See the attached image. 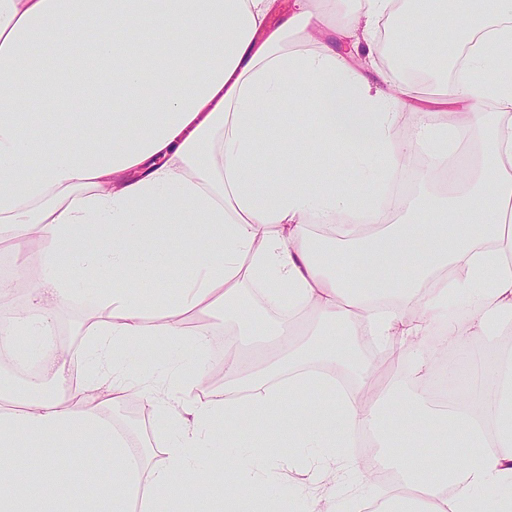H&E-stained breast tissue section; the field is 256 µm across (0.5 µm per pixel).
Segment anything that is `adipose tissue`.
I'll return each instance as SVG.
<instances>
[{
  "label": "adipose tissue",
  "instance_id": "adipose-tissue-1",
  "mask_svg": "<svg viewBox=\"0 0 512 512\" xmlns=\"http://www.w3.org/2000/svg\"><path fill=\"white\" fill-rule=\"evenodd\" d=\"M341 2L298 0L270 31L276 0H0V237L22 229L44 244L35 255L16 239L20 268L38 264L39 275L9 332L35 345L62 307L112 283L97 296L108 326L95 329L81 380L65 374L69 351H39L19 410L0 411V512H77L65 461L79 435L108 448L114 471L88 512H162L163 501L195 490L199 451L209 445L204 428L216 421L229 429L232 463L217 478L228 512L243 499L255 512L268 504L294 512L292 491L267 497L266 449L230 433L285 402L276 436L298 448L371 449L366 465L341 463L365 484L382 469L396 474L381 512H474L488 488L497 491L488 512H512V346L487 336L484 321L512 315V0H470L455 33L472 46L465 60L444 50L426 60L427 71L452 74L443 96L459 108L456 130L486 131L478 165L436 212L410 202L411 223L389 226L378 188L433 128L399 138L413 83L385 93L387 72L350 67L336 50L340 42L359 48L382 20H405L398 0H352L360 28L340 19ZM316 28L326 37L310 51L304 44ZM78 43L92 54L93 77L33 52ZM62 90L72 108L57 113L51 140L37 111ZM487 101L495 111H482ZM286 136L298 147L338 149L351 174L326 178L292 154L280 170H257L259 151H276ZM360 212L368 223H341ZM312 220L332 228L335 265L316 251ZM172 224L193 244L178 267L161 242ZM361 265L368 281L349 274ZM163 268L178 291L141 297L139 285ZM256 285L270 308L287 309L276 331L290 347L250 372L241 351L252 328L240 319L243 290ZM459 302L463 315H449ZM217 308L237 324L224 340L233 357L224 363L223 402L197 396L201 363L160 391L123 374L126 347L152 336L207 347L184 316ZM436 334L459 349L449 381L480 375L462 402L441 404L427 392L436 360L421 345ZM367 339L395 355L386 382L356 347ZM312 391L329 400L299 422ZM134 394L165 438L159 460H131L128 435L107 414ZM21 439L48 480L5 466ZM420 440L434 450L423 462Z\"/></svg>",
  "mask_w": 512,
  "mask_h": 512
}]
</instances>
